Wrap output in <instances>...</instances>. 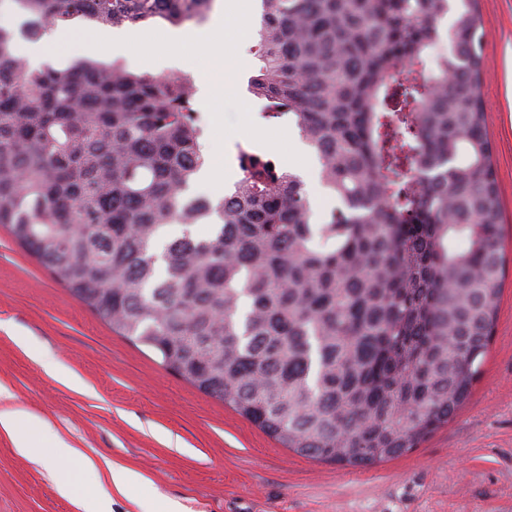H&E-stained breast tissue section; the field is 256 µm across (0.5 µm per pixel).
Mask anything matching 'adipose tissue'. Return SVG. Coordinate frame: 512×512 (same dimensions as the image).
I'll return each mask as SVG.
<instances>
[{"instance_id":"adipose-tissue-1","label":"adipose tissue","mask_w":512,"mask_h":512,"mask_svg":"<svg viewBox=\"0 0 512 512\" xmlns=\"http://www.w3.org/2000/svg\"><path fill=\"white\" fill-rule=\"evenodd\" d=\"M232 25L243 35H250L253 29L252 13L230 4L224 14L219 15L204 32L190 30L174 31L160 44L143 43L139 46L140 61H152L163 57L173 62L187 58H204L206 64L199 71L204 87H211L229 80L240 68V60L224 50V28ZM59 42L68 44L79 55L93 57L103 52L128 54L134 38L128 34H107L106 38L87 35L73 38L59 35ZM0 428L11 433L16 448L35 462H42V444L49 440L47 427L34 423L29 413L19 407L7 406L0 409ZM85 470L92 475L93 483L82 495L84 512H109L113 489H120L140 481L141 476L134 470L112 463L98 465L92 459L83 460Z\"/></svg>"}]
</instances>
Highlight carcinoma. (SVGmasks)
Returning a JSON list of instances; mask_svg holds the SVG:
<instances>
[{
	"label": "carcinoma",
	"mask_w": 512,
	"mask_h": 512,
	"mask_svg": "<svg viewBox=\"0 0 512 512\" xmlns=\"http://www.w3.org/2000/svg\"><path fill=\"white\" fill-rule=\"evenodd\" d=\"M0 26V227L161 365L295 453L398 458L469 399L505 276L481 95L478 0H260L247 91L292 117L336 205L239 149L207 165L187 75L114 62L32 66L17 37L83 22H203L215 0H12ZM451 18L455 53L426 71ZM214 232L194 238L190 226ZM182 236L155 251L165 228ZM317 179V170L312 174ZM307 184L310 201L315 213V222L319 221L321 215L327 213L335 204V200L320 186L318 179L311 180L302 176Z\"/></svg>",
	"instance_id": "1"
}]
</instances>
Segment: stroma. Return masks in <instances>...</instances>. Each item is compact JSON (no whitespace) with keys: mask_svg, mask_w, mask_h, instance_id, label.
I'll return each mask as SVG.
<instances>
[{"mask_svg":"<svg viewBox=\"0 0 512 512\" xmlns=\"http://www.w3.org/2000/svg\"><path fill=\"white\" fill-rule=\"evenodd\" d=\"M486 130L502 199L506 278L493 339L470 399L418 448L365 468L317 462L283 448L232 408L160 365L111 328L0 229V387L54 436L78 448L66 469L77 489L89 457L141 474L112 494L110 512H154L157 497L184 512H512V0H480ZM253 38L224 30L243 65L231 82L197 90L194 107L226 154L252 146L285 164L293 119L262 120L247 91ZM224 120L213 127L212 113ZM222 197L241 175L224 163ZM47 353L87 386L77 391L32 360ZM0 512H82L61 496L43 465L21 455L0 429Z\"/></svg>","mask_w":512,"mask_h":512,"instance_id":"obj_1","label":"stroma"}]
</instances>
